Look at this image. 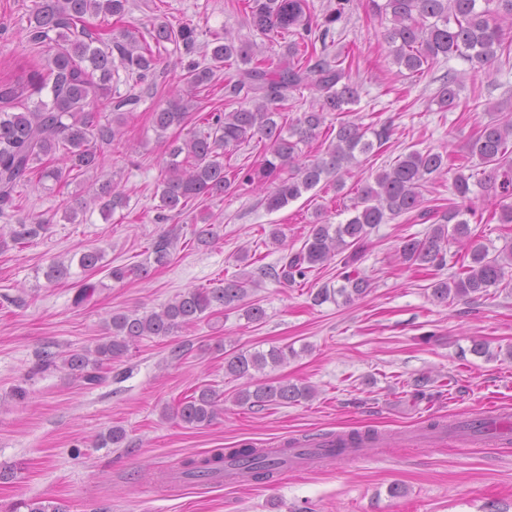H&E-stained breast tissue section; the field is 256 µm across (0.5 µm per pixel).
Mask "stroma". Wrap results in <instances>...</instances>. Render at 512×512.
Returning a JSON list of instances; mask_svg holds the SVG:
<instances>
[{"mask_svg":"<svg viewBox=\"0 0 512 512\" xmlns=\"http://www.w3.org/2000/svg\"><path fill=\"white\" fill-rule=\"evenodd\" d=\"M32 7L33 0H0V81L26 77L46 63L26 38ZM161 21L193 25L200 48L229 35L268 56L283 51L280 41L251 25L241 0H129L123 17L91 16L87 26L96 34L128 30L143 38ZM390 27L370 0H350L330 26L328 54L350 55L351 78L361 87L351 119L390 129L388 141L345 175L343 189L323 182L277 211L267 209L265 191L240 189L158 221L163 145L152 114L182 89L190 60L170 43L161 47L152 77L137 85L114 78L109 96L96 103L107 121L117 101L138 98L102 169L65 184L35 179L23 188L12 217H0V235L22 222L43 220L47 229L31 243L0 251V469L14 471L13 479L0 480V505L40 498L65 512H512V440L494 441L467 428L476 418L512 422V283L481 297L435 302L431 283L457 269L446 267L435 277L399 260L402 240L425 237L431 227L414 213L371 230L358 264L371 286L353 303L314 304L318 288L336 284L331 261L293 284L263 279L254 294L266 311L262 323H248L232 310L169 337L141 339L102 370L96 386L63 367H39L43 347L65 354L111 335L113 313L157 309L180 292L223 284L242 270L241 249H248L252 268L275 265L302 246L315 219L345 222L357 187L404 153H447L463 174H481L468 144L490 120L489 106L512 113V61L477 71L453 56L402 76L386 42ZM451 72L460 79L458 105L442 112L434 97ZM98 179L124 190L125 207L105 219L89 203L82 223H68L64 207L86 199ZM474 204L485 218L475 232L489 249L502 247L512 238V224L495 220L498 197L481 191ZM204 222L217 232L207 247L193 234ZM275 227L283 233L276 245L269 239ZM162 234L175 240L168 265L121 283L97 272L98 288L85 305H74L72 282L51 285L44 277L51 262L92 248L113 265L145 262L150 243ZM476 341L488 343L489 356L472 353ZM285 344L295 357L266 367L259 379L306 384L315 397L261 410L235 403L247 381L225 373V350ZM423 376L431 396L421 400L411 391ZM205 384L224 394V410L211 425L193 428L163 416L164 408ZM19 387L25 400L12 397ZM432 420L443 424L441 435L425 432ZM115 426L126 432L122 446L98 447L99 437ZM367 428L382 433L384 443L316 472L285 471L269 483L234 485L157 479L185 458L216 448H274L292 438Z\"/></svg>","mask_w":512,"mask_h":512,"instance_id":"obj_1","label":"stroma"}]
</instances>
